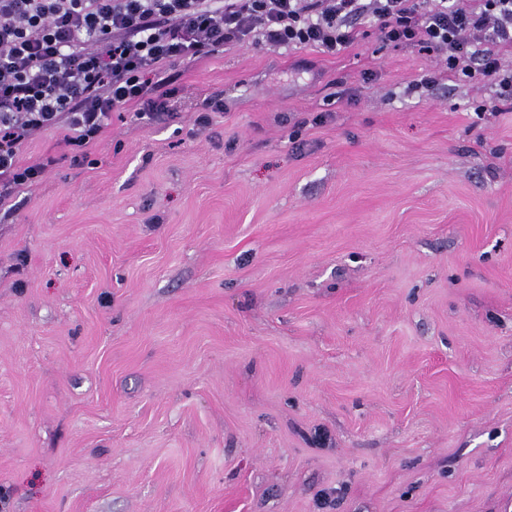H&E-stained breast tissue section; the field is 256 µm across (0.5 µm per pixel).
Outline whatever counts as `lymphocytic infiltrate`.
<instances>
[{
    "label": "lymphocytic infiltrate",
    "mask_w": 512,
    "mask_h": 512,
    "mask_svg": "<svg viewBox=\"0 0 512 512\" xmlns=\"http://www.w3.org/2000/svg\"><path fill=\"white\" fill-rule=\"evenodd\" d=\"M365 19L383 43L443 56L449 78L512 101L498 58L512 48V0H0V206L55 163H20L35 133L65 127L85 156L113 112L176 98L181 63L252 35L337 55Z\"/></svg>",
    "instance_id": "f902f5d3"
}]
</instances>
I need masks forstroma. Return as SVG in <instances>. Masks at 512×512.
<instances>
[{
    "label": "stroma",
    "mask_w": 512,
    "mask_h": 512,
    "mask_svg": "<svg viewBox=\"0 0 512 512\" xmlns=\"http://www.w3.org/2000/svg\"><path fill=\"white\" fill-rule=\"evenodd\" d=\"M438 71L249 39L85 159L31 138L0 512H512V104Z\"/></svg>",
    "instance_id": "stroma-1"
}]
</instances>
